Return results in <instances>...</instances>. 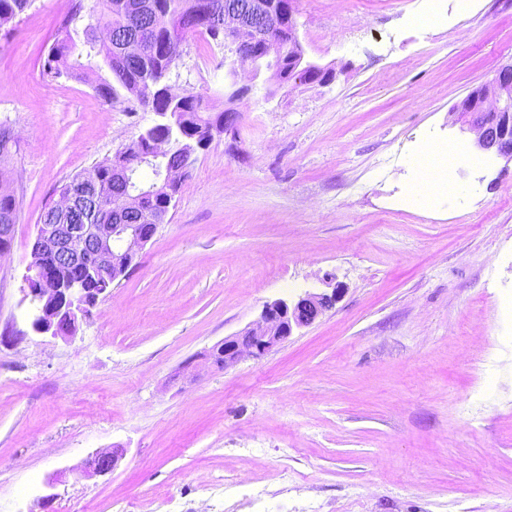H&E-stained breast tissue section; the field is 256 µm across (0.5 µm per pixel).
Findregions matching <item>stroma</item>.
Segmentation results:
<instances>
[{
  "mask_svg": "<svg viewBox=\"0 0 512 512\" xmlns=\"http://www.w3.org/2000/svg\"><path fill=\"white\" fill-rule=\"evenodd\" d=\"M296 0L326 84L224 94V44L190 32L168 83L240 118L215 135L127 277L69 339L31 333L23 276L37 224L75 174L157 121L99 72H42L72 0L0 26V188L17 201L0 253V512H168L206 476L266 489L229 512H512V162L480 156L454 108L512 61V0ZM456 150L452 189L409 196L415 155ZM342 293L265 356L205 354L265 303ZM122 451L87 477L93 452Z\"/></svg>",
  "mask_w": 512,
  "mask_h": 512,
  "instance_id": "35a3bbf8",
  "label": "stroma"
}]
</instances>
